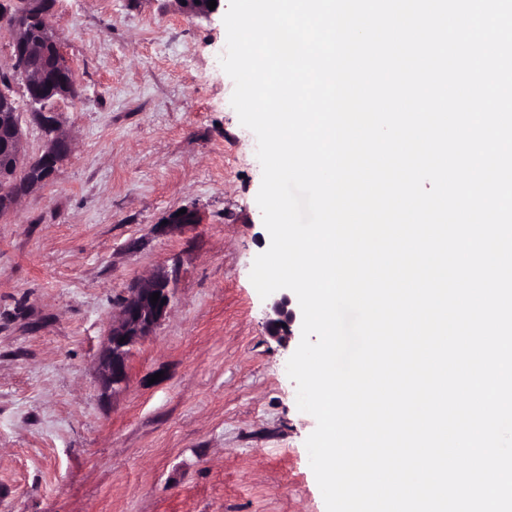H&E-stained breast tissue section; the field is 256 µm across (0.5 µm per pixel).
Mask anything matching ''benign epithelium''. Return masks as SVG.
Masks as SVG:
<instances>
[{"label": "benign epithelium", "mask_w": 512, "mask_h": 512, "mask_svg": "<svg viewBox=\"0 0 512 512\" xmlns=\"http://www.w3.org/2000/svg\"><path fill=\"white\" fill-rule=\"evenodd\" d=\"M41 4L42 0H0V24L12 32L11 58L14 71L23 81L26 102L31 111L42 113L51 129L38 156L45 180L49 182L72 148L71 139L54 112L56 97L52 96V85L61 76L74 78V71L55 30L48 31V44L44 46L28 36L29 24L43 15ZM199 223L201 214L195 208L186 209L180 216L173 212L168 217V224L174 227ZM155 292L160 293V299L153 304L151 295ZM173 304L174 292L164 268L129 289L118 315L112 318L107 343L97 359L98 374L105 388L116 392L127 386L130 352L152 335ZM295 319L294 311L276 306V317L269 320L271 334L279 339L294 336Z\"/></svg>", "instance_id": "obj_1"}]
</instances>
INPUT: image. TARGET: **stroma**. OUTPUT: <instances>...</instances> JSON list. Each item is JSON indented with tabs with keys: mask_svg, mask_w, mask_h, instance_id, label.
I'll use <instances>...</instances> for the list:
<instances>
[{
	"mask_svg": "<svg viewBox=\"0 0 512 512\" xmlns=\"http://www.w3.org/2000/svg\"><path fill=\"white\" fill-rule=\"evenodd\" d=\"M223 12L53 0L81 97L51 182L0 219V512H326L275 298L257 139L230 99ZM198 209L202 221L166 227ZM174 271L170 314L103 391L96 356L129 288ZM159 382H151V375Z\"/></svg>",
	"mask_w": 512,
	"mask_h": 512,
	"instance_id": "1",
	"label": "stroma"
}]
</instances>
